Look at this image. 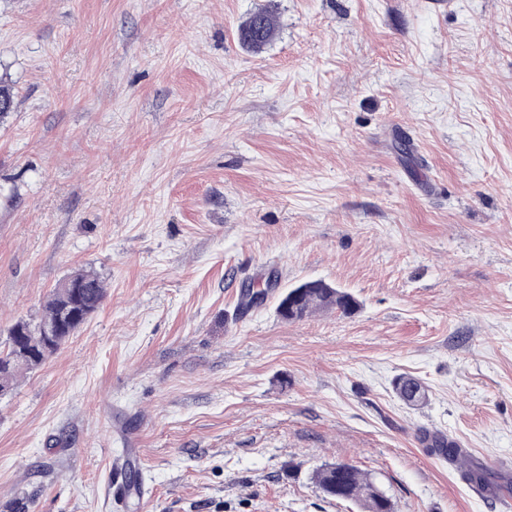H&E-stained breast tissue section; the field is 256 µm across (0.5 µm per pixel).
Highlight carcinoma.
<instances>
[{
	"label": "carcinoma",
	"instance_id": "1",
	"mask_svg": "<svg viewBox=\"0 0 512 512\" xmlns=\"http://www.w3.org/2000/svg\"><path fill=\"white\" fill-rule=\"evenodd\" d=\"M275 36L276 20L266 8L250 13L238 30L239 42L256 54L262 52ZM14 105L12 86L0 82V117L13 111ZM106 296L104 282L93 270H78L63 279L50 294L38 319L19 320L9 329L0 350V389L13 390L19 373L36 368L58 351L98 311ZM356 307L357 302L350 294L314 280L288 290L281 297L277 310L281 318L296 320L318 310L333 308L347 315ZM393 389L408 406H421L429 400L425 383L408 374L397 376ZM434 453L455 463L467 482L491 488L487 470L470 463L463 449L450 445L439 447ZM313 479L324 494L353 500L361 512H394L387 493H373L374 480L354 464H322L313 470Z\"/></svg>",
	"mask_w": 512,
	"mask_h": 512
}]
</instances>
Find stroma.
Wrapping results in <instances>:
<instances>
[{
    "label": "stroma",
    "instance_id": "1",
    "mask_svg": "<svg viewBox=\"0 0 512 512\" xmlns=\"http://www.w3.org/2000/svg\"><path fill=\"white\" fill-rule=\"evenodd\" d=\"M0 76V341L107 288L0 397V512H359L336 462L502 512L423 436L512 498V0H0ZM315 279L356 311L281 319ZM276 20L267 8L250 13L238 30L239 42L253 53L262 52L276 36ZM104 282L94 270H78L63 279L47 299L36 320H19L8 332L0 350V389L13 390L22 371L36 368L58 351L103 305ZM60 321L63 329L41 338L45 325ZM393 389L408 406H421L429 400V389L425 383L408 374L397 376L393 381ZM436 447L437 449H432V452L442 455L444 458L448 459V461L455 463L460 469L464 480L470 484L481 485L488 489L493 488L488 482L487 470L481 466L470 463L467 453H463L462 448H455L449 443L446 448Z\"/></svg>",
    "mask_w": 512,
    "mask_h": 512
}]
</instances>
